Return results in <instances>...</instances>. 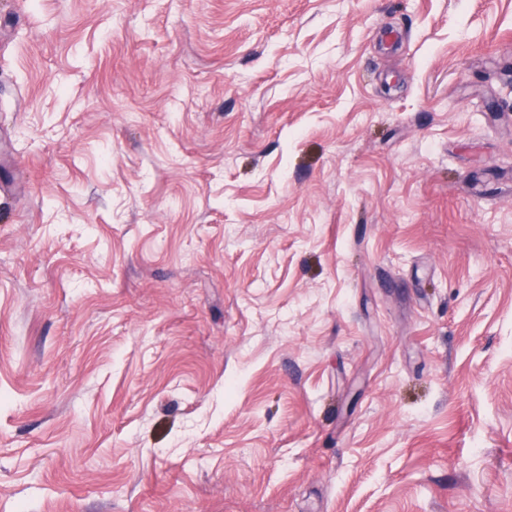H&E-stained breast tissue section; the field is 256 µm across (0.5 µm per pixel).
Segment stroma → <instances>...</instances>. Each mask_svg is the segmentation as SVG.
Returning <instances> with one entry per match:
<instances>
[{
    "label": "stroma",
    "mask_w": 512,
    "mask_h": 512,
    "mask_svg": "<svg viewBox=\"0 0 512 512\" xmlns=\"http://www.w3.org/2000/svg\"><path fill=\"white\" fill-rule=\"evenodd\" d=\"M0 512H512V0H0Z\"/></svg>",
    "instance_id": "1"
}]
</instances>
